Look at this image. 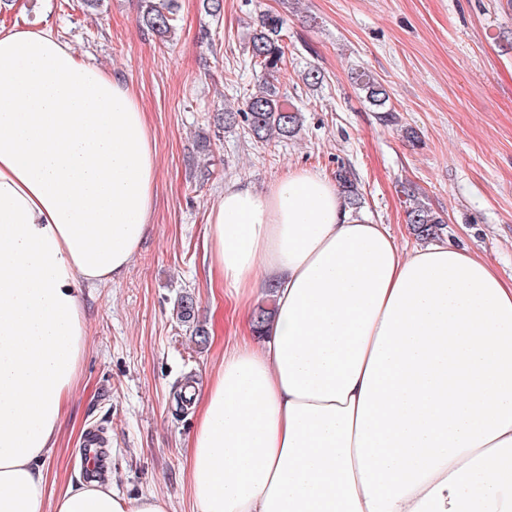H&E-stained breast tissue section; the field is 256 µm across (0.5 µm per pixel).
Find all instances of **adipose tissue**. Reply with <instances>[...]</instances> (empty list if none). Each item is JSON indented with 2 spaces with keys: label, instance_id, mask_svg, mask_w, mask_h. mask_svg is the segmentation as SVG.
Instances as JSON below:
<instances>
[{
  "label": "adipose tissue",
  "instance_id": "obj_1",
  "mask_svg": "<svg viewBox=\"0 0 512 512\" xmlns=\"http://www.w3.org/2000/svg\"><path fill=\"white\" fill-rule=\"evenodd\" d=\"M157 177L131 86L52 28L0 32V512H166L46 496L78 287L127 272ZM207 257L211 287L275 313L194 399L192 512H512V281L453 243L401 248L307 170L226 185Z\"/></svg>",
  "mask_w": 512,
  "mask_h": 512
}]
</instances>
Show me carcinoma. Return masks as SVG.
Listing matches in <instances>:
<instances>
[{
    "instance_id": "1",
    "label": "carcinoma",
    "mask_w": 512,
    "mask_h": 512,
    "mask_svg": "<svg viewBox=\"0 0 512 512\" xmlns=\"http://www.w3.org/2000/svg\"><path fill=\"white\" fill-rule=\"evenodd\" d=\"M178 12V0H141L136 21L139 26L165 37L174 29ZM253 25L249 55L252 67L260 69L258 90L248 95L243 110H224V124L242 122L252 137L262 142L273 138L294 137L302 126L299 108L270 82L286 62L285 47L281 39L285 20L279 15L261 13L257 15ZM353 79L364 93L365 99L376 107V111L384 113V120L388 123L395 122L394 110L387 107L389 94L386 87L365 71L355 72ZM336 183L350 205L359 204L356 178L350 170L344 167L336 170ZM403 193L408 202L407 224L413 233L423 239L437 236L445 223L443 215L417 197L412 190L405 187Z\"/></svg>"
}]
</instances>
